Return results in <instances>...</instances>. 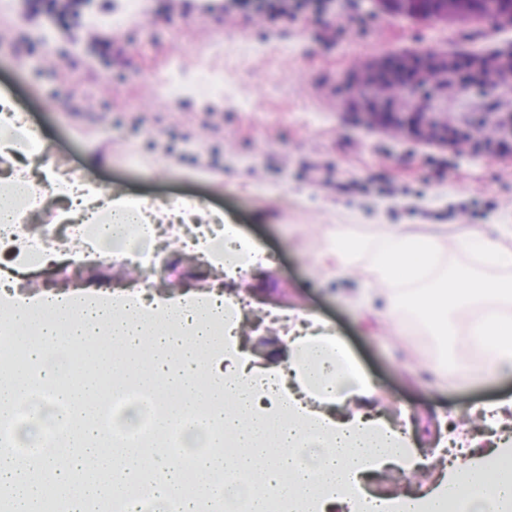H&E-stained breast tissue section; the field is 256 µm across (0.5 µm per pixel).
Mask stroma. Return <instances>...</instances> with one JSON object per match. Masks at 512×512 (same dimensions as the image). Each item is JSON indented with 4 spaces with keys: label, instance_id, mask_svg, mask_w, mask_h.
<instances>
[{
    "label": "stroma",
    "instance_id": "1",
    "mask_svg": "<svg viewBox=\"0 0 512 512\" xmlns=\"http://www.w3.org/2000/svg\"><path fill=\"white\" fill-rule=\"evenodd\" d=\"M374 0H339L328 25L313 18L271 21L260 12L209 15L181 5L128 17L114 35L124 48L110 66L81 34L63 28L36 44L39 14L26 0L0 11V90L44 133L58 170L104 189L144 197L201 196L268 251L262 282L273 305L320 314L380 386L389 414L407 407L422 420L447 415L470 423L476 403L512 397V375L463 381L468 322L454 317L447 342L433 345L385 325L378 312L347 298L362 276H317L326 231L334 224L377 234L398 224L441 238L435 274L468 268L457 241L473 229L467 202L493 203L492 224L512 225V146L477 153L365 123L353 91L375 103L395 97L369 82L373 62L401 50L432 48L483 55L512 53V31L480 19L439 34L432 20L395 21L374 39ZM224 79L227 98L171 101V76L192 83L200 71ZM95 164H88V157ZM156 262L167 278L155 289L177 294L208 284L210 272L176 251ZM448 362L447 384L423 376Z\"/></svg>",
    "mask_w": 512,
    "mask_h": 512
}]
</instances>
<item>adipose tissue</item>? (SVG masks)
<instances>
[{
	"instance_id": "1",
	"label": "adipose tissue",
	"mask_w": 512,
	"mask_h": 512,
	"mask_svg": "<svg viewBox=\"0 0 512 512\" xmlns=\"http://www.w3.org/2000/svg\"><path fill=\"white\" fill-rule=\"evenodd\" d=\"M47 142L0 92V159L37 163L27 177L0 185L23 193L21 205L0 201V247L16 261L0 270V334L22 350L0 380V421L23 417L28 453L0 452V512H44L54 497L63 512H512V398L474 406L470 415L489 436L438 431L430 447L417 439L409 412L399 419L378 406L379 390L331 324L315 312L255 303L239 287L242 273L266 267L265 248L205 207H169L157 200L114 195L83 177L63 178L42 163ZM39 182L59 206L54 223L69 224L82 243L58 254L37 232L22 230L18 212L38 210L25 193ZM178 224V249L222 271L223 289L161 295L149 287L115 291L89 285L36 296L17 290L19 277L64 258L74 268L128 255L129 241L145 254L162 242V224ZM132 229V237L114 229ZM443 245L387 228L366 269L362 301L380 299L381 316L402 324L406 301L418 302L427 333L446 336L448 317L480 307L469 328L479 366L512 374V315L497 280L455 276L448 294L430 281ZM360 243L344 225L330 235L319 267L341 274L357 268ZM270 334L263 355L245 346L252 316ZM83 353L79 370L68 363ZM135 387L153 397L152 409L130 406L120 422L125 437L104 428L111 393ZM152 431L143 434V420ZM183 427L188 460L165 446ZM56 446L40 445L44 429ZM490 452H481L482 443ZM442 463L439 479L419 493H370L366 483L391 469L408 477Z\"/></svg>"
}]
</instances>
